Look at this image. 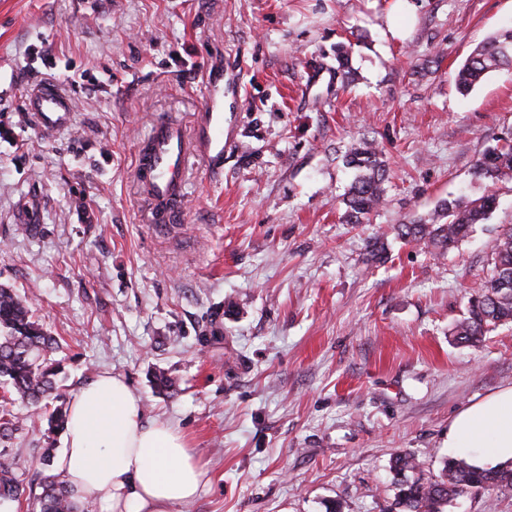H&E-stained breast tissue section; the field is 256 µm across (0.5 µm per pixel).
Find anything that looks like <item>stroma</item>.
Returning <instances> with one entry per match:
<instances>
[{
    "instance_id": "stroma-1",
    "label": "stroma",
    "mask_w": 512,
    "mask_h": 512,
    "mask_svg": "<svg viewBox=\"0 0 512 512\" xmlns=\"http://www.w3.org/2000/svg\"><path fill=\"white\" fill-rule=\"evenodd\" d=\"M512 29V0H0V285L59 342V392L122 376L209 470L177 512H392L401 453L438 478L448 424L512 385V324L453 342L512 224V181L468 238L439 256L398 225L475 198L474 164L512 138V66L469 94L457 70ZM343 84L314 68L336 67ZM74 120L42 133L25 96L44 81ZM224 93L222 171L191 160L180 223L152 226L133 163L156 117L192 126ZM375 141L386 201L343 220ZM37 191V233L17 231ZM384 248L372 261V244ZM162 371L176 389L156 393ZM1 443L38 483L52 434L21 402Z\"/></svg>"
}]
</instances>
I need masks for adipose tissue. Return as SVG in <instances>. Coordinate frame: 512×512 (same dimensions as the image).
<instances>
[{
    "mask_svg": "<svg viewBox=\"0 0 512 512\" xmlns=\"http://www.w3.org/2000/svg\"><path fill=\"white\" fill-rule=\"evenodd\" d=\"M65 446L55 459L78 503L100 512H174L191 503L207 472L172 425L148 420L142 397L107 372L72 395ZM448 446L477 469L512 460V386L469 405L448 424Z\"/></svg>",
    "mask_w": 512,
    "mask_h": 512,
    "instance_id": "adipose-tissue-1",
    "label": "adipose tissue"
}]
</instances>
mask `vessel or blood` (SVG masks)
Masks as SVG:
<instances>
[{
  "mask_svg": "<svg viewBox=\"0 0 512 512\" xmlns=\"http://www.w3.org/2000/svg\"><path fill=\"white\" fill-rule=\"evenodd\" d=\"M26 106L45 133L57 131L71 120L69 98L50 82L31 89ZM224 139V113L211 94L197 113L192 132H185L164 117L154 121L136 158V170L154 223H179L185 207V172L190 158L201 159L211 174H219Z\"/></svg>",
  "mask_w": 512,
  "mask_h": 512,
  "instance_id": "b4317fda",
  "label": "vessel or blood"
}]
</instances>
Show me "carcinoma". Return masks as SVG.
I'll list each match as a JSON object with an SVG mask.
<instances>
[{"mask_svg":"<svg viewBox=\"0 0 512 512\" xmlns=\"http://www.w3.org/2000/svg\"><path fill=\"white\" fill-rule=\"evenodd\" d=\"M512 63V30L484 43L460 67L456 89L465 94L488 73ZM346 164L360 174L344 195L348 224H362L385 199V164L381 152L369 140L350 150ZM477 179L491 187L512 180V139L488 149L474 167ZM496 196L487 189L474 199L445 201L429 218L419 217L397 226V234L408 242L446 252L466 237L473 226L488 219L495 208ZM495 264L481 293L470 301L466 316L452 329L456 343L476 345L496 326L512 322V225L496 242ZM58 341L44 329L24 300L12 289L0 286V381L10 393L28 402L35 413L47 408L48 400L58 398L55 376L58 365L49 355ZM68 409L61 403L47 416L48 430L62 431ZM420 468L419 460L404 454L393 459L391 469L399 476L396 505L399 512H443L456 498L473 489L512 495V464L479 470L463 456L445 460L442 475L433 481L409 480L406 473ZM42 492L32 495L35 512H78L67 482L59 474H49L41 483ZM26 493L14 463L0 460V507L20 502Z\"/></svg>","mask_w":512,"mask_h":512,"instance_id":"obj_1","label":"carcinoma"}]
</instances>
